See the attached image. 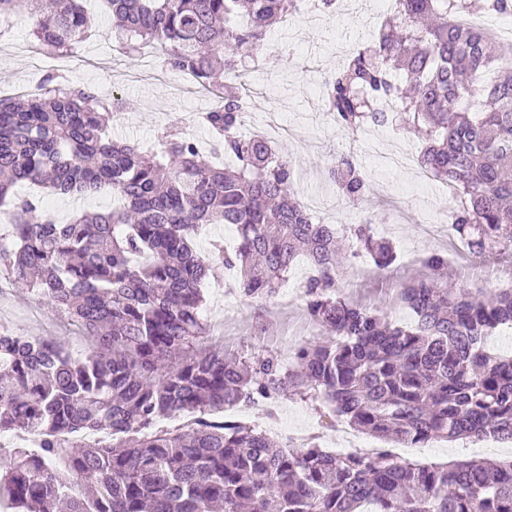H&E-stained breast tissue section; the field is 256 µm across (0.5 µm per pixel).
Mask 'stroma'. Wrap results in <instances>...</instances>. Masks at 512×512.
Returning <instances> with one entry per match:
<instances>
[{
    "label": "stroma",
    "mask_w": 512,
    "mask_h": 512,
    "mask_svg": "<svg viewBox=\"0 0 512 512\" xmlns=\"http://www.w3.org/2000/svg\"><path fill=\"white\" fill-rule=\"evenodd\" d=\"M87 7L97 17L95 32L70 55L53 63L42 55L30 56L29 51L36 43L30 35L29 15L21 11L11 18L5 34L0 36L1 97H12L19 87L41 83L48 75L72 87L92 88L106 102L115 96L123 97L127 109L112 132L145 149L153 146L164 127L180 125L186 115L211 107V100L197 93L175 96L173 86L180 76L172 71L168 72V83L164 86L148 78L127 81L128 73L140 69V61L130 60L113 43L112 16L101 0H88ZM376 33V27L366 18L348 21L323 14L314 21L301 23L294 39L290 38L286 23L272 26L263 59L245 80L247 95L256 101L254 111L245 117V128L263 131L274 122L282 126L278 149L294 161L299 196L310 192L322 196L326 206L322 222L348 228L369 219L375 235L392 242L397 259L388 275L378 276L367 256L350 258L342 294L365 306L385 301L392 321L406 326L415 317L398 301V292L404 282L423 272L422 261L430 253H444L457 287L472 293L487 292L512 281V260L505 258L494 264L493 279H485L474 273L465 246L450 235L447 225H436L429 236L423 225L403 221L401 213L405 210L422 213L433 206L454 209V202L445 197L444 185L439 181H428L417 193L405 195L397 205L391 202L389 192L379 190L355 207L340 201L327 170L341 156L353 157L365 177L370 178L379 162L371 150L372 144L399 152L405 164L387 177L389 191H396L414 180L418 169L416 157L423 146L414 134L389 127L371 126L349 134L339 129L333 115L324 109L322 79L345 60L344 55L337 53V44L344 42L357 47L369 42ZM237 278L236 271L220 266L203 285L205 312L213 335L228 352L278 353L309 339H324L323 328L307 316L302 297H280L274 304L262 306L239 295L232 306H225L224 282ZM0 329L18 336L55 340L76 356L87 348L76 326L24 288L11 287L0 294ZM236 419L265 429L278 440L290 434H319L318 444L325 449L336 447L341 432L348 428L344 421L334 422L321 416L314 403L286 397L278 400L274 414H267L265 406L252 405L238 408ZM396 454L400 459L420 464L506 461L512 459V443L490 436L453 442L435 439L427 442L425 448H400Z\"/></svg>",
    "instance_id": "obj_1"
}]
</instances>
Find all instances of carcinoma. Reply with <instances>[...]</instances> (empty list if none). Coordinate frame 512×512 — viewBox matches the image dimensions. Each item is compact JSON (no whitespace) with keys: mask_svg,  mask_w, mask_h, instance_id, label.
<instances>
[{"mask_svg":"<svg viewBox=\"0 0 512 512\" xmlns=\"http://www.w3.org/2000/svg\"><path fill=\"white\" fill-rule=\"evenodd\" d=\"M0 0V25L21 8L41 50L70 54L88 35L81 0ZM303 0H106L113 41L135 59L150 47L164 66L207 87L219 71L221 104L200 116L216 166L193 135L167 127L143 150L112 138L125 110L88 87L52 86L0 99V213L12 231L0 270L65 312L89 337L80 358L45 338L0 334V431L36 439L0 465V512H512V461L452 466L400 461L395 447L492 434L512 440V357L488 338L512 324V289L448 287V258L427 255L431 276L406 283L416 321L393 322L340 294L336 227L313 221L293 187V163L275 141L243 133L238 78L260 57L267 30ZM512 15V0H397L378 36L324 76L339 128L423 126L421 169L460 190L451 230L485 262L512 258V41L464 21ZM482 97V112L460 110ZM393 98L398 111L377 103ZM342 198L371 192L353 158L328 169ZM75 196L109 193L112 209L65 224L20 182ZM205 224L236 228L234 253L203 256ZM352 237L386 274L394 246L371 222ZM308 315L329 334L278 355L229 354L211 341L202 284L216 265L238 266L242 294L275 298L294 260ZM312 401L381 440L373 456H336L311 442L277 445L267 431L213 418L257 398ZM181 412L193 427L160 428Z\"/></svg>","mask_w":512,"mask_h":512,"instance_id":"carcinoma-1","label":"carcinoma"}]
</instances>
